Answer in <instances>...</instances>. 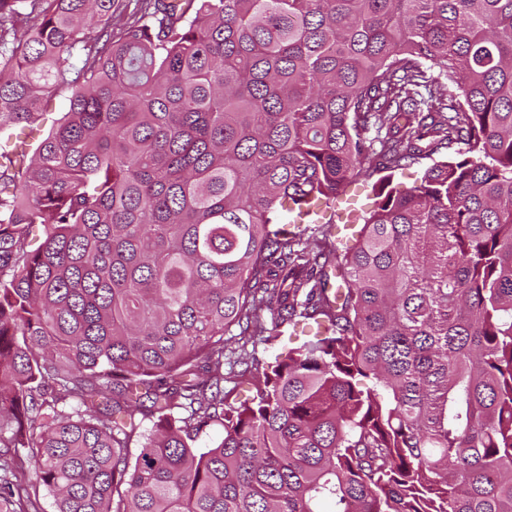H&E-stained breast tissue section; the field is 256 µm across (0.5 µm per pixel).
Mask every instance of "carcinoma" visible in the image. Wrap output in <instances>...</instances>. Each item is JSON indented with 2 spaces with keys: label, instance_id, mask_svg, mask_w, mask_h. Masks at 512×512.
I'll return each instance as SVG.
<instances>
[{
  "label": "carcinoma",
  "instance_id": "cac0c4a2",
  "mask_svg": "<svg viewBox=\"0 0 512 512\" xmlns=\"http://www.w3.org/2000/svg\"><path fill=\"white\" fill-rule=\"evenodd\" d=\"M22 455L55 512H512V0H0V512ZM68 108L66 93H56L46 99L40 112H43L39 120L32 126L31 138L33 143L46 137L53 129L58 120L64 115ZM431 163V160L423 159L402 170L395 171L389 188L394 187L401 193L411 191L415 186L419 185L426 167ZM387 172L374 173L367 182L359 181L349 185L336 205L322 206L321 219L317 224L323 225L327 238L337 246L345 243L341 241L344 234L343 224H347V215L350 211L368 210L372 206V184Z\"/></svg>",
  "mask_w": 512,
  "mask_h": 512
}]
</instances>
